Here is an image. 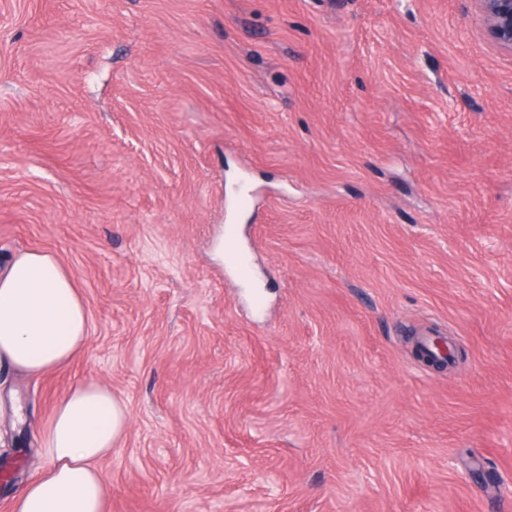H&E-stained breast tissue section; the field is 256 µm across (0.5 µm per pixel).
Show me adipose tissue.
Listing matches in <instances>:
<instances>
[{"label": "adipose tissue", "instance_id": "ef3b65f1", "mask_svg": "<svg viewBox=\"0 0 512 512\" xmlns=\"http://www.w3.org/2000/svg\"><path fill=\"white\" fill-rule=\"evenodd\" d=\"M88 336L86 305L56 253L21 251L0 267V364L42 376L68 366ZM127 422L109 387H72L42 428L45 465L15 497L13 512H105L108 492L99 464Z\"/></svg>", "mask_w": 512, "mask_h": 512}]
</instances>
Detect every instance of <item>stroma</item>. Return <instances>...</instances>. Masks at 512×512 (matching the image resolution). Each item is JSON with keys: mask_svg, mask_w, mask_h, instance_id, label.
Wrapping results in <instances>:
<instances>
[{"mask_svg": "<svg viewBox=\"0 0 512 512\" xmlns=\"http://www.w3.org/2000/svg\"><path fill=\"white\" fill-rule=\"evenodd\" d=\"M29 249L89 337L0 365V512L90 381L128 410L107 512H512V54L472 0H0Z\"/></svg>", "mask_w": 512, "mask_h": 512, "instance_id": "obj_1", "label": "stroma"}]
</instances>
